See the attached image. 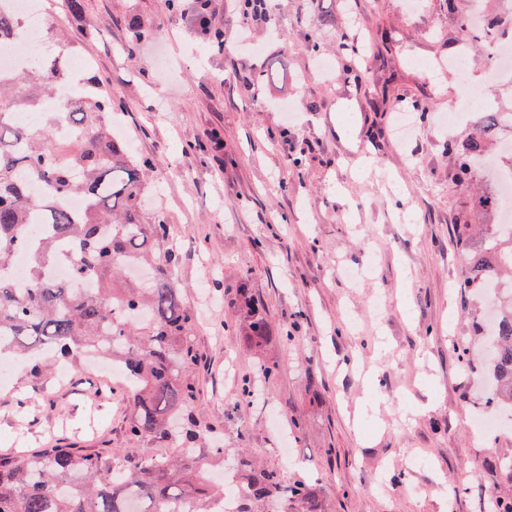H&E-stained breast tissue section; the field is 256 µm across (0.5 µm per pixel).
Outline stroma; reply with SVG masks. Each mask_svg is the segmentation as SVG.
I'll return each instance as SVG.
<instances>
[{
	"label": "stroma",
	"instance_id": "35a3bbf8",
	"mask_svg": "<svg viewBox=\"0 0 512 512\" xmlns=\"http://www.w3.org/2000/svg\"><path fill=\"white\" fill-rule=\"evenodd\" d=\"M46 22L67 29L90 59L79 85L111 94L136 154L150 162L179 250L177 281L199 313V413L226 454L245 451L284 480H316L324 512H483L475 487L512 498L489 476L488 452L512 455V424L495 444L469 428L482 389L457 359L484 306L462 311L456 227L493 224L475 207L481 175L461 178L447 145L452 74L422 62L463 54L483 94L512 110V86L487 83L489 36L465 39L470 0H267L245 14L226 0H40ZM147 36L127 38L129 19ZM334 58L331 77L316 67ZM272 72L259 82L261 72ZM288 99L294 112L276 111ZM415 123L393 135L394 109ZM370 275L350 282L340 266ZM264 306L266 342L246 339L241 292ZM276 365L261 397L239 401L257 363ZM86 359L0 386V450L68 444L138 453L126 397H95ZM302 421L292 430V418ZM414 457L425 468L409 467Z\"/></svg>",
	"mask_w": 512,
	"mask_h": 512
}]
</instances>
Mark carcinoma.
Listing matches in <instances>:
<instances>
[{
  "label": "carcinoma",
  "instance_id": "1",
  "mask_svg": "<svg viewBox=\"0 0 512 512\" xmlns=\"http://www.w3.org/2000/svg\"><path fill=\"white\" fill-rule=\"evenodd\" d=\"M22 26L19 16L0 9V51ZM71 78L62 49L26 70L0 73V270L20 249L30 246L34 256L26 291L0 280V357L22 356L38 376L50 352L111 356L132 405L129 438L149 448L120 461V480L105 455L86 448L0 453V512H127L130 502L135 512H175L172 505L185 497L193 500L194 512H215L224 489L207 486L204 472L224 459V448L195 447L205 437L192 372L195 315L175 284L179 254L170 243L167 218L144 209L150 191L146 161L130 152L127 141L114 138L112 98L95 87L74 97L67 111L43 113L37 127L10 120L18 110H40L55 84ZM63 120L82 136L55 141ZM501 130V116L485 112L479 128L452 145L461 174L472 176L488 159L489 141ZM28 176L59 197H83L85 210L76 216L33 196ZM36 215L53 234L32 246L27 229ZM496 228L485 227V237L476 241L472 225H458L457 240L467 256L460 287L496 310L493 326L484 320L477 325L488 344L487 404L512 408V290L488 292L492 278L512 270V233ZM60 239L73 244L72 278L92 282L82 294L43 276V265L58 259ZM250 316L246 339L258 347L267 339L269 322L253 304ZM235 467L245 490L239 512L269 500L280 501L279 512H322L319 490L308 479L285 485L249 456ZM483 468L512 482L511 457L486 458Z\"/></svg>",
  "mask_w": 512,
  "mask_h": 512
}]
</instances>
